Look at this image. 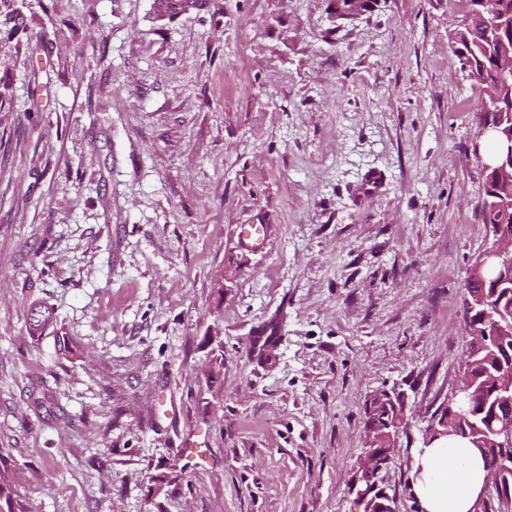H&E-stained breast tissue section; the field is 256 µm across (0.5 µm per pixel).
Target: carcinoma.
<instances>
[{
	"label": "carcinoma",
	"instance_id": "carcinoma-1",
	"mask_svg": "<svg viewBox=\"0 0 512 512\" xmlns=\"http://www.w3.org/2000/svg\"><path fill=\"white\" fill-rule=\"evenodd\" d=\"M469 25L454 31L455 52L467 48V56L459 57L461 70L477 72L482 95L479 110L500 125V131L492 136L494 154L502 156L505 145L512 140V72L500 70L497 59L503 54L512 56V0H495V12H481L478 0H467ZM364 10L361 0H337L336 17H354ZM485 196L481 211L484 223L512 230V180L502 181L495 172L484 176ZM467 294L485 299L484 309L489 313L488 324L473 320L480 329V340L469 341L463 353L461 381L469 382L473 393V414L469 416L466 440L484 457L486 468L497 463L495 442L510 444L508 435H496L500 420L512 417V402L499 398L495 389V374L504 365L512 364V332L484 336L481 328L493 329L500 319L499 310L512 307V279L495 288L491 283L479 281L468 284ZM53 321V311L41 305L30 309L29 329L35 333L44 330ZM393 403L386 392H374L366 399L365 425L381 431L390 419ZM0 512H24L17 502L11 478L0 469Z\"/></svg>",
	"mask_w": 512,
	"mask_h": 512
}]
</instances>
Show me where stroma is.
I'll use <instances>...</instances> for the list:
<instances>
[{"label": "stroma", "instance_id": "35a3bbf8", "mask_svg": "<svg viewBox=\"0 0 512 512\" xmlns=\"http://www.w3.org/2000/svg\"><path fill=\"white\" fill-rule=\"evenodd\" d=\"M0 0V457L26 512H355L459 383L492 237L464 0ZM265 224L264 248L240 236ZM41 302L56 320L29 332ZM222 346L211 361L205 337ZM393 403L385 391H376L366 399L364 412L366 415V428L377 427V431L384 430L390 419ZM404 411L405 405L402 399V411L396 406L394 421L388 425L389 428L393 426L394 429L382 432V445L371 438L366 440V448H364L363 455L359 460L355 475V487L361 485L356 497V511L393 512L390 497L380 487V474L390 460L395 435L404 423Z\"/></svg>", "mask_w": 512, "mask_h": 512}]
</instances>
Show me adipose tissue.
<instances>
[{
	"label": "adipose tissue",
	"mask_w": 512,
	"mask_h": 512,
	"mask_svg": "<svg viewBox=\"0 0 512 512\" xmlns=\"http://www.w3.org/2000/svg\"><path fill=\"white\" fill-rule=\"evenodd\" d=\"M485 482L479 453L458 439L436 440L415 457L412 493L423 512H473Z\"/></svg>",
	"instance_id": "adipose-tissue-1"
}]
</instances>
